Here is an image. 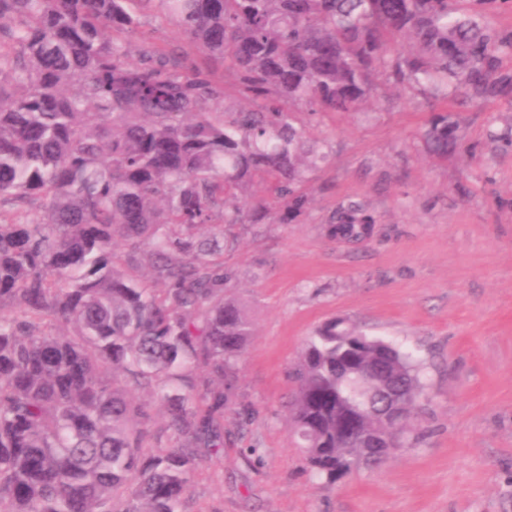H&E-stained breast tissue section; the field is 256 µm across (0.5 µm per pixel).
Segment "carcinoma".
Masks as SVG:
<instances>
[{
    "instance_id": "1",
    "label": "carcinoma",
    "mask_w": 512,
    "mask_h": 512,
    "mask_svg": "<svg viewBox=\"0 0 512 512\" xmlns=\"http://www.w3.org/2000/svg\"><path fill=\"white\" fill-rule=\"evenodd\" d=\"M507 0H0V512H187L224 457L253 336L224 225L286 224L324 159L295 112H361L384 76L427 99L507 98L486 7ZM161 14L201 64L129 39ZM224 65L219 76L209 65ZM249 107L220 112L228 87ZM426 152L461 148L451 112ZM271 183L268 198L250 188ZM375 220L336 211L358 243ZM289 433L332 484L411 437L420 367L346 319L295 368ZM146 394L163 410L153 431Z\"/></svg>"
}]
</instances>
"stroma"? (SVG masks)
I'll list each match as a JSON object with an SVG mask.
<instances>
[{
    "label": "stroma",
    "mask_w": 512,
    "mask_h": 512,
    "mask_svg": "<svg viewBox=\"0 0 512 512\" xmlns=\"http://www.w3.org/2000/svg\"><path fill=\"white\" fill-rule=\"evenodd\" d=\"M144 38L199 60L172 24ZM459 119L461 153L427 157L431 113ZM325 159L287 224L224 227L227 293L254 335L240 364L247 424L224 417V462L192 481L190 512H512V102L422 103L381 84L365 111L300 113ZM376 219L359 246L328 226L339 206ZM343 317L423 366L422 441L336 484L313 477L287 431L292 372L314 330Z\"/></svg>",
    "instance_id": "stroma-1"
}]
</instances>
